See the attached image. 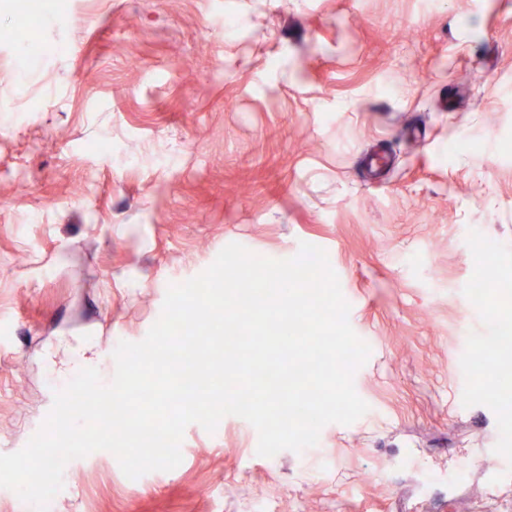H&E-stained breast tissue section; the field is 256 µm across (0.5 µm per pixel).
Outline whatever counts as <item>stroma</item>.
<instances>
[{
	"mask_svg": "<svg viewBox=\"0 0 512 512\" xmlns=\"http://www.w3.org/2000/svg\"><path fill=\"white\" fill-rule=\"evenodd\" d=\"M19 20L0 0V453L81 369L111 382L118 343L231 243L324 249L371 348L368 411L315 446L262 457L240 417L192 423L170 471L71 460L47 512H512V406L453 396L482 343L512 381V338L469 306L485 269L512 312V0H81L33 37Z\"/></svg>",
	"mask_w": 512,
	"mask_h": 512,
	"instance_id": "obj_1",
	"label": "stroma"
}]
</instances>
